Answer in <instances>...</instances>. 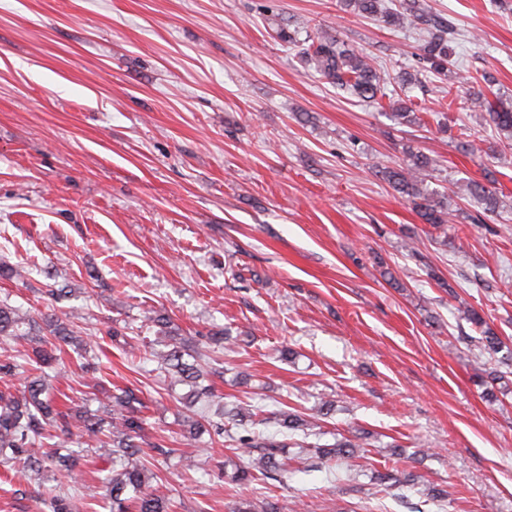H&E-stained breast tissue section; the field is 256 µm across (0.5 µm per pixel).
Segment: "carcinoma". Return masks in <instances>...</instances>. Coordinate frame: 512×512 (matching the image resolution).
I'll return each mask as SVG.
<instances>
[{
	"label": "carcinoma",
	"instance_id": "obj_1",
	"mask_svg": "<svg viewBox=\"0 0 512 512\" xmlns=\"http://www.w3.org/2000/svg\"><path fill=\"white\" fill-rule=\"evenodd\" d=\"M344 5L362 17L376 18L393 29L413 28L418 25L430 26L429 38L421 46V60L429 71L447 75L450 63L448 48V27L427 15L420 0H400L398 8L389 10L383 0H344ZM304 59L312 63L316 73L332 85L351 91L358 98L375 101L386 96L385 82L373 59L360 51L345 47L342 41L327 30L317 33L311 44L305 48ZM470 107L483 112V120L489 126L501 131L512 132V104L500 99L491 101L481 90L468 91ZM405 165L383 166L379 170L383 180L401 198L413 204L419 218L425 224L441 225L449 222L448 195L428 191L427 177L434 161L428 156L407 149ZM472 197L480 199L486 210L493 212L500 206L496 191L477 182L467 184ZM465 318L480 329L478 344L489 358L507 368L512 367V346L506 344L491 328L486 326L483 316L475 309L463 311ZM75 315L67 311L39 312L11 306L0 301V339L3 341L26 339L31 352L26 354L29 364L38 371L30 374L16 394L0 392V459L9 462L17 460L26 471L36 475L52 472L63 478H72L80 471L81 450L54 448L46 444L51 435L71 439L75 432L102 435L99 451L111 463L108 469L100 470L98 479L106 491V507L109 512H174L175 500L156 495L150 489L154 473L139 462V458L150 450L158 455L171 452L163 441L146 439L143 402L138 391L125 387L112 394V403L92 411L73 403L69 395L56 391L48 383L44 369L56 362L55 352L62 346L76 350L85 349L84 339L74 330ZM155 335L159 336L162 349L152 352L160 368L172 385L189 387L184 396L185 404L192 406L205 396L213 393L212 377L221 376L217 369H206L201 363L202 354L198 345L222 350L229 335L222 329L211 330L205 341L199 343L179 336L171 318L163 313L151 317ZM239 404L224 405L223 417L239 421L236 430L224 429V422L211 424L213 435L222 437L236 457L228 480L240 485L261 479L280 481L288 477V463L282 458L281 450L291 441L304 444L320 462L337 461L348 463L356 457L361 444L343 437L333 445L306 443L311 436L318 435L321 419L332 410V403L326 400L314 412L304 415L295 410L280 409L272 413L276 430L265 434L253 430L262 423L255 419V412ZM205 426L192 418L182 421L181 440L190 445L200 442ZM375 480L384 489L415 488L421 485L422 475L397 469L377 472ZM48 512H76L75 495L53 489L43 498ZM283 506L277 499L263 503L256 510L250 502H239L231 512H282Z\"/></svg>",
	"mask_w": 512,
	"mask_h": 512
}]
</instances>
